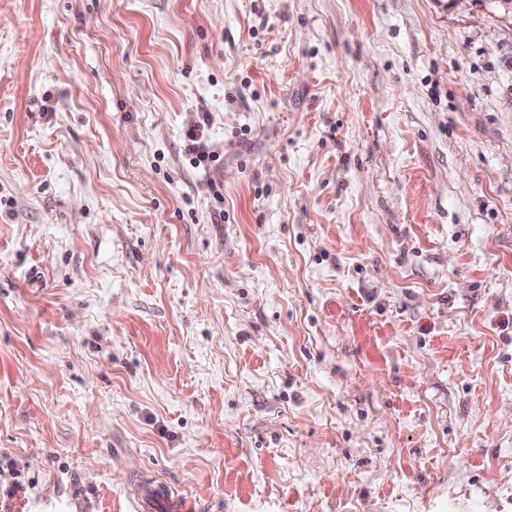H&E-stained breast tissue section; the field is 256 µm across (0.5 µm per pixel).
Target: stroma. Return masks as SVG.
Listing matches in <instances>:
<instances>
[{
	"instance_id": "35a3bbf8",
	"label": "stroma",
	"mask_w": 512,
	"mask_h": 512,
	"mask_svg": "<svg viewBox=\"0 0 512 512\" xmlns=\"http://www.w3.org/2000/svg\"><path fill=\"white\" fill-rule=\"evenodd\" d=\"M0 451L29 512H512V15L0 0ZM198 114V120L190 125L185 134V149L189 155H193L191 159L194 165L208 167L217 162L220 155L208 146L203 137L205 126L209 122V115L207 113Z\"/></svg>"
}]
</instances>
